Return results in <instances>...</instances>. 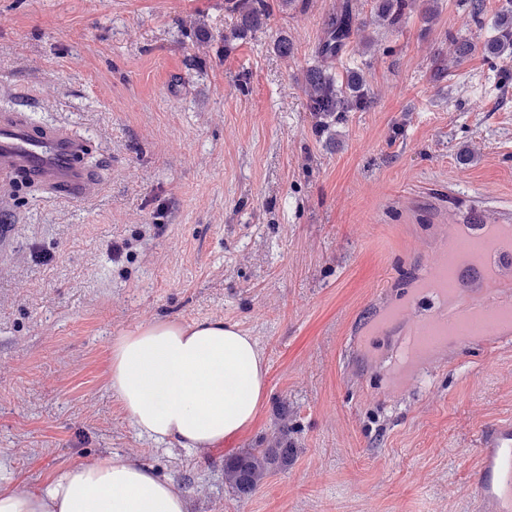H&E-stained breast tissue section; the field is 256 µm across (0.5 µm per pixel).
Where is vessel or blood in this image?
<instances>
[{
  "label": "vessel or blood",
  "instance_id": "vessel-or-blood-1",
  "mask_svg": "<svg viewBox=\"0 0 512 512\" xmlns=\"http://www.w3.org/2000/svg\"><path fill=\"white\" fill-rule=\"evenodd\" d=\"M91 144L71 128L35 122L17 109L0 111V182L19 178L42 193L72 201L93 196L96 186L83 158ZM487 242L476 260L458 262V276L477 280L474 288H450L444 306L417 316L410 334L420 338L425 354L442 346L449 322L496 315L490 334L512 336V303L496 304L501 279L512 272V227L494 224L481 229ZM480 464L474 482L478 489L473 512H512V418L499 420L475 440Z\"/></svg>",
  "mask_w": 512,
  "mask_h": 512
}]
</instances>
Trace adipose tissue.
I'll return each instance as SVG.
<instances>
[{
	"label": "adipose tissue",
	"mask_w": 512,
	"mask_h": 512,
	"mask_svg": "<svg viewBox=\"0 0 512 512\" xmlns=\"http://www.w3.org/2000/svg\"><path fill=\"white\" fill-rule=\"evenodd\" d=\"M110 387L150 438L205 448L254 422L266 393L256 342L221 319L157 320L112 342ZM0 512H187L170 478L127 457L79 463L43 489L0 494Z\"/></svg>",
	"instance_id": "ef3b65f1"
}]
</instances>
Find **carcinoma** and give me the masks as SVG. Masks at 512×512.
I'll return each mask as SVG.
<instances>
[{
  "label": "carcinoma",
  "instance_id": "obj_1",
  "mask_svg": "<svg viewBox=\"0 0 512 512\" xmlns=\"http://www.w3.org/2000/svg\"><path fill=\"white\" fill-rule=\"evenodd\" d=\"M378 25L386 30L401 26L403 19L419 8L425 22L438 14L437 0H377ZM224 11L237 18L231 34L224 36V45L243 39L267 25L271 15L268 0H224ZM361 31L356 24L350 3L344 2L327 23V38L321 45L325 58L339 56L352 36ZM487 57L512 56V0H506L495 24V35L483 46ZM307 109L316 120V131L343 123L350 112H365L375 103V96L363 74L348 71L335 78L327 70L314 66L304 75ZM295 449L278 445L269 448H248L224 459V483L238 495L256 491L273 471L286 470L293 461Z\"/></svg>",
  "mask_w": 512,
  "mask_h": 512
}]
</instances>
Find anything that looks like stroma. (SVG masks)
Listing matches in <instances>:
<instances>
[{
	"label": "stroma",
	"instance_id": "stroma-1",
	"mask_svg": "<svg viewBox=\"0 0 512 512\" xmlns=\"http://www.w3.org/2000/svg\"><path fill=\"white\" fill-rule=\"evenodd\" d=\"M349 1L366 32L324 59L342 0H270L229 49L224 0H0V109L84 134L97 182L83 203L0 188L1 493L118 455L172 477L187 512H471L474 441L512 416V344L449 343L410 381L390 314L452 225H512V57L481 51L503 0L478 24L438 0L394 31ZM461 39L476 51L433 80ZM319 63L376 98L321 135ZM156 319L256 340L267 393L244 432L200 450L137 432L112 342ZM282 410L294 460L237 495L225 457L268 447Z\"/></svg>",
	"mask_w": 512,
	"mask_h": 512
}]
</instances>
